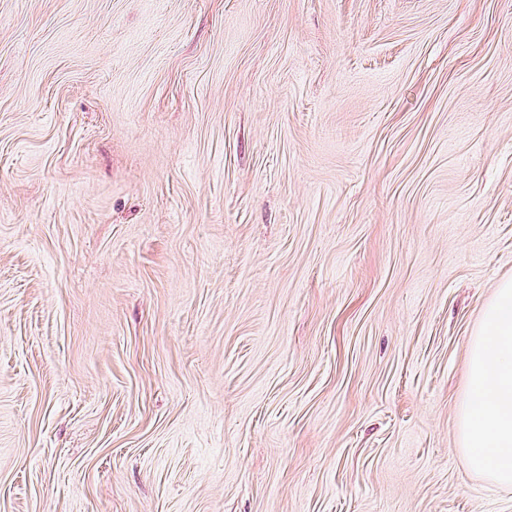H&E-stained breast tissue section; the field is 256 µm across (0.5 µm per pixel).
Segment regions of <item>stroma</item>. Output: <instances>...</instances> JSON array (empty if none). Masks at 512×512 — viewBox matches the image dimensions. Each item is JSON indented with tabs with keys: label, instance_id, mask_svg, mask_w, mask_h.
Returning a JSON list of instances; mask_svg holds the SVG:
<instances>
[{
	"label": "stroma",
	"instance_id": "obj_1",
	"mask_svg": "<svg viewBox=\"0 0 512 512\" xmlns=\"http://www.w3.org/2000/svg\"><path fill=\"white\" fill-rule=\"evenodd\" d=\"M506 279L512 0H0V512H512ZM461 446L472 471L512 486L511 279L498 285L473 333Z\"/></svg>",
	"mask_w": 512,
	"mask_h": 512
}]
</instances>
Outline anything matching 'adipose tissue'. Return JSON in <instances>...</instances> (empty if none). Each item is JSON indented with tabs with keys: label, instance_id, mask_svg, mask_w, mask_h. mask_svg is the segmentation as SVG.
I'll return each instance as SVG.
<instances>
[{
	"label": "adipose tissue",
	"instance_id": "1",
	"mask_svg": "<svg viewBox=\"0 0 512 512\" xmlns=\"http://www.w3.org/2000/svg\"><path fill=\"white\" fill-rule=\"evenodd\" d=\"M461 446L472 471L512 486L511 279L498 285L473 333Z\"/></svg>",
	"mask_w": 512,
	"mask_h": 512
}]
</instances>
